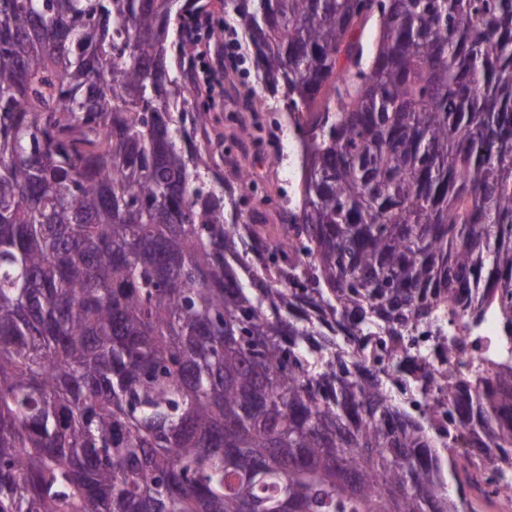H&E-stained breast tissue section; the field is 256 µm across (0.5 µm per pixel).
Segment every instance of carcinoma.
<instances>
[{
  "label": "carcinoma",
  "mask_w": 512,
  "mask_h": 512,
  "mask_svg": "<svg viewBox=\"0 0 512 512\" xmlns=\"http://www.w3.org/2000/svg\"><path fill=\"white\" fill-rule=\"evenodd\" d=\"M172 2L0 0V512H472L512 358L448 376L463 467L343 367L437 301L512 340V0H231L303 116L287 224L224 201Z\"/></svg>",
  "instance_id": "obj_1"
}]
</instances>
